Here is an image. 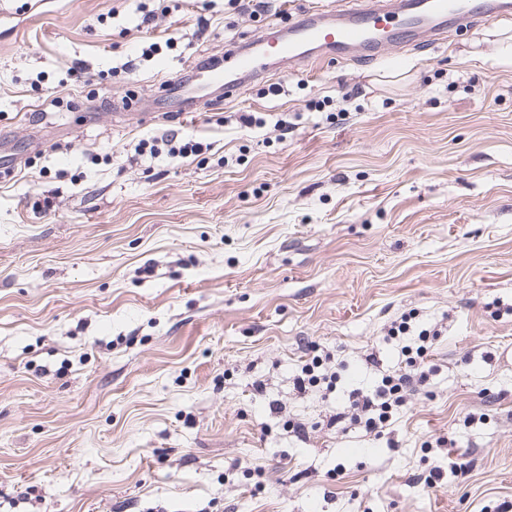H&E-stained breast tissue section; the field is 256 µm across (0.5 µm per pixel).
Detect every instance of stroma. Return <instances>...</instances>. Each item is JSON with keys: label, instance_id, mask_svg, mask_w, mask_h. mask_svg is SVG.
Segmentation results:
<instances>
[{"label": "stroma", "instance_id": "35a3bbf8", "mask_svg": "<svg viewBox=\"0 0 512 512\" xmlns=\"http://www.w3.org/2000/svg\"><path fill=\"white\" fill-rule=\"evenodd\" d=\"M344 2L179 0L141 29L158 0H0V161H23L0 168V512H512V63L488 24L278 66L184 120L131 107ZM168 133L201 151L136 155ZM423 329L434 372L389 434L328 426ZM317 353L336 384L298 393Z\"/></svg>", "mask_w": 512, "mask_h": 512}]
</instances>
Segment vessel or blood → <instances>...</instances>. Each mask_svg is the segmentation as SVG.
<instances>
[{
  "mask_svg": "<svg viewBox=\"0 0 512 512\" xmlns=\"http://www.w3.org/2000/svg\"><path fill=\"white\" fill-rule=\"evenodd\" d=\"M512 19V0H356L349 8L307 10L289 27L252 36L243 47L229 48L218 65L202 64L205 80L171 79L152 104L138 105L144 120L161 112L192 114L209 89L236 98L244 86L266 78L273 66H293L316 60L358 56L379 57L383 46L409 42L419 36L439 41L448 30L464 23Z\"/></svg>",
  "mask_w": 512,
  "mask_h": 512,
  "instance_id": "vessel-or-blood-1",
  "label": "vessel or blood"
}]
</instances>
